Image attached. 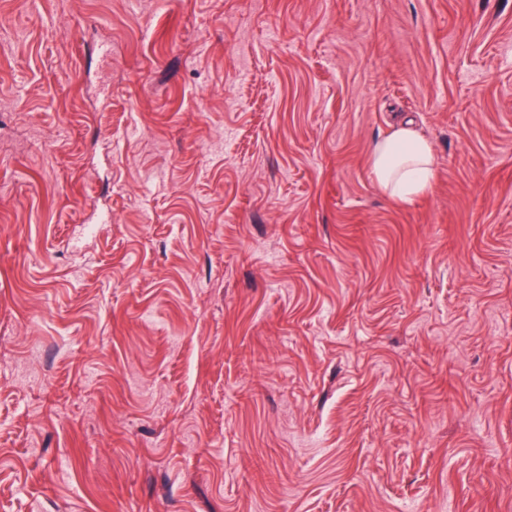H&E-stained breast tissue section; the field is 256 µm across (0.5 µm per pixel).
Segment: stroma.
Listing matches in <instances>:
<instances>
[{
  "mask_svg": "<svg viewBox=\"0 0 512 512\" xmlns=\"http://www.w3.org/2000/svg\"><path fill=\"white\" fill-rule=\"evenodd\" d=\"M0 512H512V0H0ZM371 171L376 183L391 196L411 202L433 187L436 173L432 145L401 125L376 142Z\"/></svg>",
  "mask_w": 512,
  "mask_h": 512,
  "instance_id": "1",
  "label": "stroma"
}]
</instances>
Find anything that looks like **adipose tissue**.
<instances>
[{"mask_svg": "<svg viewBox=\"0 0 512 512\" xmlns=\"http://www.w3.org/2000/svg\"><path fill=\"white\" fill-rule=\"evenodd\" d=\"M371 171L376 183L391 196L412 201L433 187V148L412 129L395 128L376 142Z\"/></svg>", "mask_w": 512, "mask_h": 512, "instance_id": "ef3b65f1", "label": "adipose tissue"}]
</instances>
